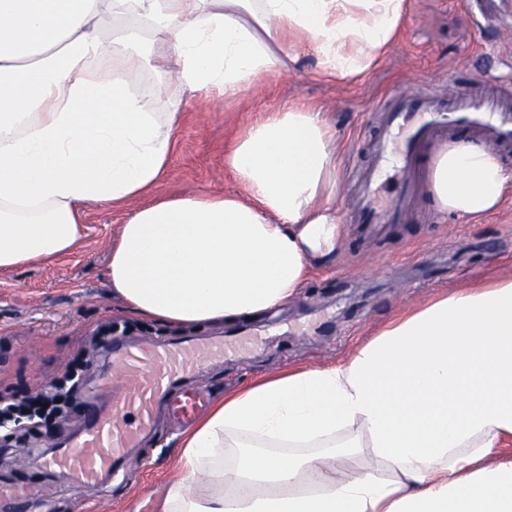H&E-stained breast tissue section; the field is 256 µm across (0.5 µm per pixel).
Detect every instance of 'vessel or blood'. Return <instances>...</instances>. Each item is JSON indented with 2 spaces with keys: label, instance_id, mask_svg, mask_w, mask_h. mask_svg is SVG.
Instances as JSON below:
<instances>
[{
  "label": "vessel or blood",
  "instance_id": "obj_1",
  "mask_svg": "<svg viewBox=\"0 0 512 512\" xmlns=\"http://www.w3.org/2000/svg\"><path fill=\"white\" fill-rule=\"evenodd\" d=\"M471 17L479 28L512 18V0H475ZM507 72H512V60L506 58L500 70L484 75L487 91L480 96L446 101L394 92L376 105L370 162L352 175L357 197L351 221L362 234L381 236L408 214L426 188L421 163L427 145L452 139L457 126L489 144L512 146V98L496 91ZM109 351L122 370L120 377L108 373L99 378L100 386L115 393L111 411L87 404L79 414L74 439L48 461L63 477L90 485L111 476L114 462L152 432L159 408L185 424L205 412L210 398L191 388L178 389L177 384L224 354L220 345L167 343L145 348L118 339ZM40 495L34 485L0 488V500L19 508Z\"/></svg>",
  "mask_w": 512,
  "mask_h": 512
}]
</instances>
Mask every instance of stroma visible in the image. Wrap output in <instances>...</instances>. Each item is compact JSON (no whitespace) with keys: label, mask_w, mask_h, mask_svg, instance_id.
<instances>
[{"label":"stroma","mask_w":512,"mask_h":512,"mask_svg":"<svg viewBox=\"0 0 512 512\" xmlns=\"http://www.w3.org/2000/svg\"><path fill=\"white\" fill-rule=\"evenodd\" d=\"M505 55L512 56V23L476 31L468 25V0H409L398 38L358 77L320 80L307 54L296 69L267 76L233 101L186 94L170 164L151 195L240 193L224 166L225 152L247 123L294 105L314 109L334 129L339 171L361 169L380 98L392 91L444 98L478 92L483 74ZM349 195L339 186L334 206L344 224L335 258L315 269L282 311L199 329L126 309L109 286L107 267L120 227L138 204L86 205L71 253L0 274V391L25 396L44 389L80 358L85 339L110 325L136 345L168 339L223 344V357L189 383L229 392L290 366L337 360L437 291L512 275V184L499 210L473 221L444 216L430 197H421L402 223L372 241L357 238L347 224ZM77 430L71 416L52 427L50 444L37 434L0 440V483L43 488L44 504L33 512H162L179 473L184 434L167 412H159L154 431L129 450L116 474L94 486L43 466Z\"/></svg>","instance_id":"1"}]
</instances>
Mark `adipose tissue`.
I'll return each instance as SVG.
<instances>
[{"instance_id": "ef3b65f1", "label": "adipose tissue", "mask_w": 512, "mask_h": 512, "mask_svg": "<svg viewBox=\"0 0 512 512\" xmlns=\"http://www.w3.org/2000/svg\"><path fill=\"white\" fill-rule=\"evenodd\" d=\"M408 0H0V272L69 253L84 204L149 193L186 92L237 98L300 50L317 72L369 71ZM172 64L167 109L133 75ZM335 136L292 107L224 155L244 197L190 193L136 209L112 247L113 292L196 326L288 303L334 256ZM512 181L483 145L440 148L437 210L495 212ZM512 277L451 290L346 358L225 395L185 434L165 512H512ZM359 456L362 469L346 468Z\"/></svg>"}]
</instances>
